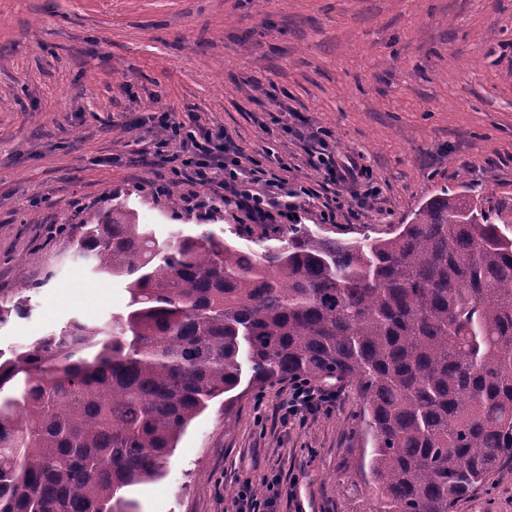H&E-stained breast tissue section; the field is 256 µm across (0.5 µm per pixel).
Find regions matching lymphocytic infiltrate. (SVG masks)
I'll list each match as a JSON object with an SVG mask.
<instances>
[{
    "label": "lymphocytic infiltrate",
    "instance_id": "lymphocytic-infiltrate-1",
    "mask_svg": "<svg viewBox=\"0 0 512 512\" xmlns=\"http://www.w3.org/2000/svg\"><path fill=\"white\" fill-rule=\"evenodd\" d=\"M157 119L164 134L154 144L155 153L182 183L193 186L183 202L199 219H208L220 208L239 223L275 232L283 225L300 223L308 208L317 209L324 223H335L343 210L342 192H349L361 209L381 194L367 167L336 158L324 128L311 127L302 135L305 163L318 178L313 186L290 183L287 160L267 153L247 154L230 133L200 125L195 115L179 119L162 112ZM201 186L208 187V194H198ZM335 402V392L295 381L279 404L281 420L301 422L331 411Z\"/></svg>",
    "mask_w": 512,
    "mask_h": 512
}]
</instances>
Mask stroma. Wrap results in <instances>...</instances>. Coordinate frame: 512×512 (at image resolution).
I'll use <instances>...</instances> for the list:
<instances>
[{
    "label": "stroma",
    "mask_w": 512,
    "mask_h": 512,
    "mask_svg": "<svg viewBox=\"0 0 512 512\" xmlns=\"http://www.w3.org/2000/svg\"><path fill=\"white\" fill-rule=\"evenodd\" d=\"M273 90L291 133L258 125ZM159 109L196 112L250 153L298 157L295 132L330 129L382 190L356 218L306 213L332 238L391 237L444 190L512 222V0H0V305L22 288L32 308L0 326L1 351L124 309L123 285L68 246L113 204L163 239L195 228L144 189L161 172L145 122ZM286 389L210 402L163 475L131 488L137 512H231L243 481L261 495L274 477L271 512H362L359 393L337 386L332 412L284 425ZM452 512H512V463Z\"/></svg>",
    "instance_id": "stroma-1"
}]
</instances>
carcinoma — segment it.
<instances>
[{"label": "carcinoma", "instance_id": "1", "mask_svg": "<svg viewBox=\"0 0 512 512\" xmlns=\"http://www.w3.org/2000/svg\"><path fill=\"white\" fill-rule=\"evenodd\" d=\"M77 256L128 293L0 351V512H134L186 427L241 384L353 386L366 512H451L512 462V235L462 194L389 238L160 239L118 206ZM0 306V324L28 316Z\"/></svg>", "mask_w": 512, "mask_h": 512}]
</instances>
